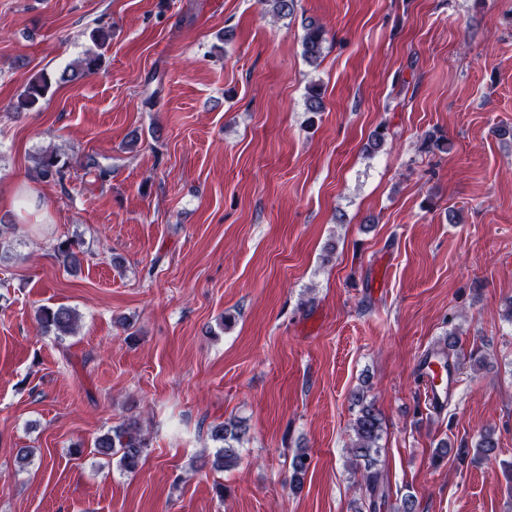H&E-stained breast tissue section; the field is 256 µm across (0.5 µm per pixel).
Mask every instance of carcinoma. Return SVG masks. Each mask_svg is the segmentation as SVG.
Masks as SVG:
<instances>
[{
    "label": "carcinoma",
    "instance_id": "1",
    "mask_svg": "<svg viewBox=\"0 0 512 512\" xmlns=\"http://www.w3.org/2000/svg\"><path fill=\"white\" fill-rule=\"evenodd\" d=\"M297 0H259L265 13L273 18H284L294 14ZM303 37L301 40L302 55L311 66L319 65L327 41L326 30L319 21L303 20ZM93 48L73 66V72L84 75L97 71L104 58V52L112 39L111 27L100 24L88 33ZM52 89V81L48 75L41 73L31 78L14 103L15 113L29 112L40 107L42 101ZM305 109L309 114V123L315 122V117L325 109L322 87L318 84L308 86L305 97ZM386 127H377L365 144V151L375 154L384 149L387 144ZM68 165L60 159V155L51 150L41 154L36 162L37 177L43 181L54 182L65 186ZM56 257L60 258L66 270L75 273L81 268V255L84 254L82 243L70 238H59L53 245ZM78 313L75 309L59 305L57 307L42 306L37 310V322L44 334H51L58 339L73 334L77 327ZM352 401L357 412L352 422L353 439L349 453L353 460L365 461L364 472L361 475V498L355 501L354 512H379L385 505L386 493L380 473L372 469L374 455L378 452V442L382 433V418L374 403L367 400L364 391L358 390L352 394ZM246 434L245 425L238 422L218 424L210 429L211 439L220 443V449L213 461L216 469L231 470L238 465L239 445ZM100 453L119 456V467L127 472L137 469L144 449L148 447V439L142 433L138 423L128 420L113 427L100 436L96 442ZM498 442L494 432H484L475 446V452L485 459L495 457ZM308 453L300 450L291 461L289 485L297 492L302 489L304 479L309 469Z\"/></svg>",
    "mask_w": 512,
    "mask_h": 512
}]
</instances>
